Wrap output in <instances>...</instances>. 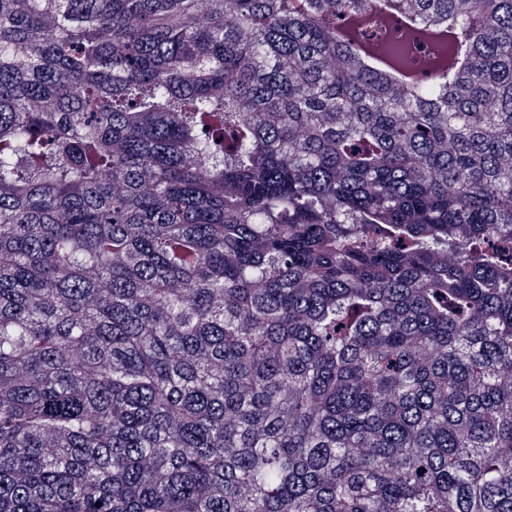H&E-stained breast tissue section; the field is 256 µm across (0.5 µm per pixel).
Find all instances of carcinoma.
<instances>
[{
	"mask_svg": "<svg viewBox=\"0 0 512 512\" xmlns=\"http://www.w3.org/2000/svg\"><path fill=\"white\" fill-rule=\"evenodd\" d=\"M388 2L0 0V512H512V0Z\"/></svg>",
	"mask_w": 512,
	"mask_h": 512,
	"instance_id": "1",
	"label": "carcinoma"
}]
</instances>
